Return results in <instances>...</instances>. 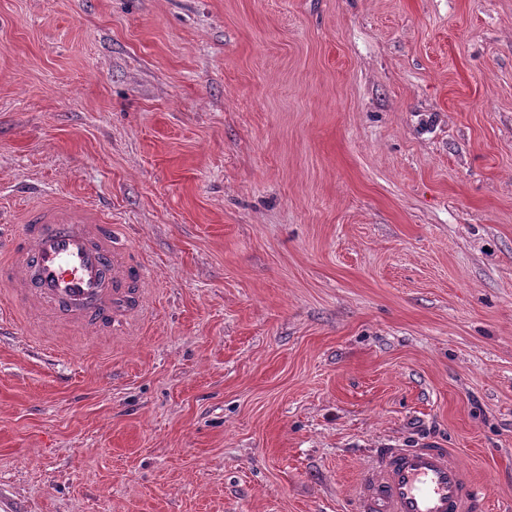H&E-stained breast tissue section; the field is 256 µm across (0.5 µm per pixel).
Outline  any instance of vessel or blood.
<instances>
[{
	"label": "vessel or blood",
	"mask_w": 512,
	"mask_h": 512,
	"mask_svg": "<svg viewBox=\"0 0 512 512\" xmlns=\"http://www.w3.org/2000/svg\"><path fill=\"white\" fill-rule=\"evenodd\" d=\"M14 253L10 264H0V282L85 327L109 321L146 278L145 267L116 246L106 212L80 200L25 212ZM356 512H484V503L472 470L449 449L427 443L373 449L358 476Z\"/></svg>",
	"instance_id": "1"
}]
</instances>
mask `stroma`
I'll return each mask as SVG.
<instances>
[{
  "label": "stroma",
  "instance_id": "stroma-1",
  "mask_svg": "<svg viewBox=\"0 0 512 512\" xmlns=\"http://www.w3.org/2000/svg\"><path fill=\"white\" fill-rule=\"evenodd\" d=\"M48 196L147 284L0 285V512H355L423 442L512 512V0H0V212Z\"/></svg>",
  "mask_w": 512,
  "mask_h": 512
}]
</instances>
